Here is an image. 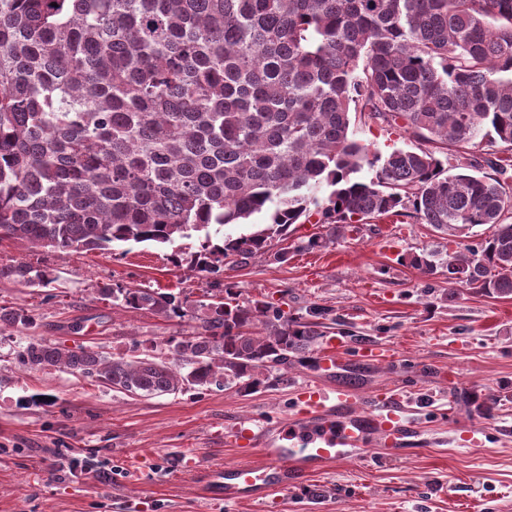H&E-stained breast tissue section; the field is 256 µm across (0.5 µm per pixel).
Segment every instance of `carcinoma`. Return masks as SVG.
Wrapping results in <instances>:
<instances>
[{"label":"carcinoma","instance_id":"carcinoma-1","mask_svg":"<svg viewBox=\"0 0 512 512\" xmlns=\"http://www.w3.org/2000/svg\"><path fill=\"white\" fill-rule=\"evenodd\" d=\"M448 147L512 145V0H0V242L54 251L156 244L204 230L193 266L275 262L271 241L317 217L324 248L353 222L405 212L450 238L488 225L448 279L512 296V166L428 148L382 152L352 115ZM374 175L357 177L364 169ZM324 197L318 196L322 188ZM269 223L213 241L208 228ZM436 252L411 265L434 271ZM51 271L0 264V282L49 288ZM127 308L195 322L172 360L107 356L44 337L15 354L142 397L186 386L254 388L322 323L142 288L99 289ZM261 321L266 335L253 332ZM0 307V328L32 326Z\"/></svg>","mask_w":512,"mask_h":512}]
</instances>
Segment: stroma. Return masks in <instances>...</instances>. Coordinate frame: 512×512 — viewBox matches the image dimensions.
Instances as JSON below:
<instances>
[{
    "label": "stroma",
    "instance_id": "35a3bbf8",
    "mask_svg": "<svg viewBox=\"0 0 512 512\" xmlns=\"http://www.w3.org/2000/svg\"><path fill=\"white\" fill-rule=\"evenodd\" d=\"M319 224H294L274 239L288 259L225 265L219 278L175 266L195 240L128 242L111 251L59 252L0 244V263L24 261L58 277L52 288L0 283V306L22 307L34 323L0 334V512H512V297L449 285L410 264L438 246L458 252L488 227L443 242L406 216L370 220L334 244H300ZM245 305L263 300L292 318L324 311L330 336L396 350L394 359L349 371L360 402L410 383L408 414L421 447L389 458L378 447L360 461L317 473L308 485L256 501H224L208 484L211 468L258 460L224 443L226 423H276L290 415L295 387L336 379L313 358L261 371L237 385L136 397L56 368L26 371L14 353L33 337L105 354L170 359L173 336L190 320L157 317L101 299L104 286L180 293L209 303L215 282Z\"/></svg>",
    "mask_w": 512,
    "mask_h": 512
}]
</instances>
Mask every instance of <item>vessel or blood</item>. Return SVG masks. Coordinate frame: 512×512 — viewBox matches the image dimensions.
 <instances>
[{
  "label": "vessel or blood",
  "mask_w": 512,
  "mask_h": 512,
  "mask_svg": "<svg viewBox=\"0 0 512 512\" xmlns=\"http://www.w3.org/2000/svg\"><path fill=\"white\" fill-rule=\"evenodd\" d=\"M394 348L366 342L347 348L342 337L331 336L317 356L320 370L344 371L348 361H386ZM296 412L274 425L238 420L224 428L225 445L257 449L261 460L212 470L210 478L224 489L225 500H260L277 491L308 483L312 474L340 461L361 460L367 448L380 443L390 454H403L420 428L408 418L405 398L392 390L360 405L354 388L329 390L319 383L296 389Z\"/></svg>",
  "instance_id": "obj_1"
}]
</instances>
